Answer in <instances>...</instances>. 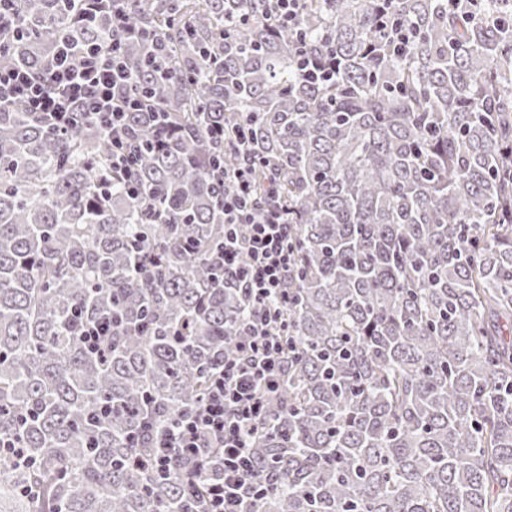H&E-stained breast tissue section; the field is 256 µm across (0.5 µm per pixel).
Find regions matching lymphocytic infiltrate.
Returning a JSON list of instances; mask_svg holds the SVG:
<instances>
[{
  "label": "lymphocytic infiltrate",
  "mask_w": 512,
  "mask_h": 512,
  "mask_svg": "<svg viewBox=\"0 0 512 512\" xmlns=\"http://www.w3.org/2000/svg\"><path fill=\"white\" fill-rule=\"evenodd\" d=\"M79 2L80 13L87 17L107 10V0ZM110 13L112 42L64 49L46 77H36L22 66L0 67V105H21L62 129L83 116L93 119L111 140L113 172L123 174L137 166L129 150L128 118L143 111L146 100L124 93L134 80L122 49L127 17L118 9ZM256 165L248 140H241L236 187L224 197V247L215 255L225 278L247 288L253 309L238 332L235 355L213 372L200 410L156 435L149 457L151 468L162 473L172 450L197 459L211 449L222 450V481L203 490L193 479L186 485L188 491L199 492L202 512H242L253 479L251 441L258 422L269 414L288 358V347L276 328L292 263L291 226L287 210L276 199L257 206Z\"/></svg>",
  "instance_id": "lymphocytic-infiltrate-1"
}]
</instances>
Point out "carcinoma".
<instances>
[{
	"instance_id": "obj_1",
	"label": "carcinoma",
	"mask_w": 512,
	"mask_h": 512,
	"mask_svg": "<svg viewBox=\"0 0 512 512\" xmlns=\"http://www.w3.org/2000/svg\"><path fill=\"white\" fill-rule=\"evenodd\" d=\"M268 4H123L142 32L126 93L150 96L130 113L136 195L94 121L0 109V441L18 440L0 512L200 510L198 462L175 452L161 477L135 459L236 352L250 297L213 250L243 129L270 163L257 199L274 168L293 225L288 362L247 512H512V0H301L294 25ZM15 5L0 66L41 77L64 45L112 41L107 10ZM303 52L336 79L307 82ZM109 313L126 325L98 357L77 326Z\"/></svg>"
}]
</instances>
